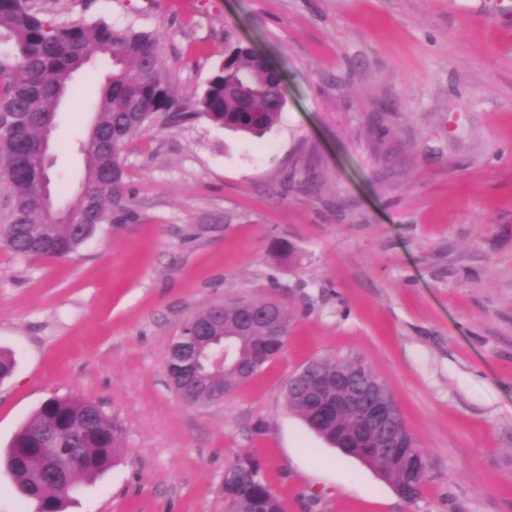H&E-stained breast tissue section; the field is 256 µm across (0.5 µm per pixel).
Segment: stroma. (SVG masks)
Returning a JSON list of instances; mask_svg holds the SVG:
<instances>
[{
	"mask_svg": "<svg viewBox=\"0 0 512 512\" xmlns=\"http://www.w3.org/2000/svg\"><path fill=\"white\" fill-rule=\"evenodd\" d=\"M66 22L155 32L194 109L228 48L283 75L263 136L199 116L128 142L126 211L62 259L0 244V454L46 400L98 402L114 464L65 512H224L253 453L284 512H512V21L458 0H32ZM104 67L76 73L54 131L64 199ZM295 255H271L273 239ZM287 309L282 353L220 402L185 401L167 348L228 299ZM362 360L428 451L406 502L287 408L317 356Z\"/></svg>",
	"mask_w": 512,
	"mask_h": 512,
	"instance_id": "1",
	"label": "stroma"
}]
</instances>
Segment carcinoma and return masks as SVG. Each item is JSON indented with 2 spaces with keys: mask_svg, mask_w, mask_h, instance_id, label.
I'll return each instance as SVG.
<instances>
[{
  "mask_svg": "<svg viewBox=\"0 0 512 512\" xmlns=\"http://www.w3.org/2000/svg\"><path fill=\"white\" fill-rule=\"evenodd\" d=\"M1 40L10 49L0 53V190L11 198L12 209L0 223V243L24 257H63L85 241L77 232L78 225L51 218L39 184L43 175H53L41 152L43 130L54 123L73 75L88 62L102 60L112 66L91 124L78 143L87 189L69 203L75 215L90 217L92 232L112 222V212L124 210L122 150L102 148L104 140L113 137L123 146L155 121H186L198 115L229 130L261 136L276 123L285 105L276 70L246 46L232 49L209 79L195 110L189 112L171 91L157 37L150 31L118 29L104 21L59 23L40 16L29 0H0ZM242 318L239 302H226L224 318L218 323L232 331ZM240 345L244 364L254 351L269 362L283 349L282 342L267 339L261 329L241 337ZM323 362L372 380L381 395L393 398L387 385L362 361L325 358ZM286 402L336 448L345 433L361 427L352 414L330 422L318 420L307 397L293 386L286 388ZM400 430L407 444L401 454L378 449L370 437L356 450V457L375 467L398 494L407 492L415 502L428 480L427 451L406 424ZM47 431L55 434L60 448L78 439L87 457L84 465L67 470L62 484L44 479L43 461L33 451L38 437ZM119 437L116 422L94 401L50 398L16 433L4 464L19 491L35 503L36 512H65L78 484L96 479L112 465ZM223 494L227 512H283L261 462L250 453L237 455L227 467Z\"/></svg>",
  "mask_w": 512,
  "mask_h": 512,
  "instance_id": "1",
  "label": "carcinoma"
}]
</instances>
